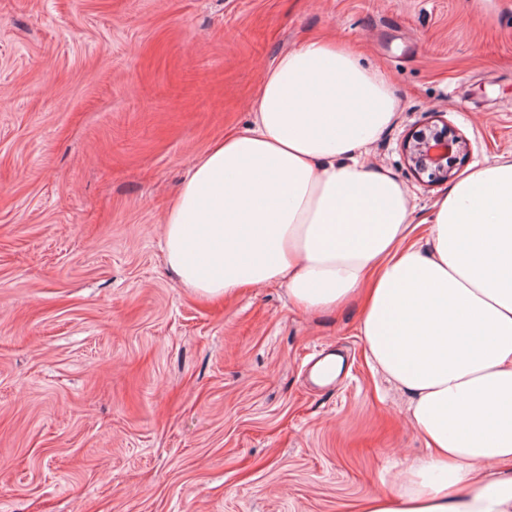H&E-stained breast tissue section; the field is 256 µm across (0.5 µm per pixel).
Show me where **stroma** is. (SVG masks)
<instances>
[{"label": "stroma", "instance_id": "stroma-1", "mask_svg": "<svg viewBox=\"0 0 512 512\" xmlns=\"http://www.w3.org/2000/svg\"><path fill=\"white\" fill-rule=\"evenodd\" d=\"M316 37L397 88L368 163L405 185L414 240L448 185L413 174L408 135L464 137L462 173L512 160V0H0V512H357L425 456L359 304L205 300L162 249L198 157Z\"/></svg>", "mask_w": 512, "mask_h": 512}]
</instances>
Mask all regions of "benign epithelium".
<instances>
[{
    "label": "benign epithelium",
    "instance_id": "1",
    "mask_svg": "<svg viewBox=\"0 0 512 512\" xmlns=\"http://www.w3.org/2000/svg\"><path fill=\"white\" fill-rule=\"evenodd\" d=\"M467 141L451 135L448 129L428 125L415 131L403 144L410 169L417 175L428 176L431 181L444 182L457 175L453 159L467 153Z\"/></svg>",
    "mask_w": 512,
    "mask_h": 512
}]
</instances>
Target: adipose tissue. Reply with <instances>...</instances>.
Instances as JSON below:
<instances>
[{"instance_id":"obj_1","label":"adipose tissue","mask_w":512,"mask_h":512,"mask_svg":"<svg viewBox=\"0 0 512 512\" xmlns=\"http://www.w3.org/2000/svg\"><path fill=\"white\" fill-rule=\"evenodd\" d=\"M250 110L165 213L178 281L209 300L280 284L305 312L361 300L367 351L430 455L360 512H512V161L454 181L420 245L402 183L364 162L398 110L382 70L311 39L265 69Z\"/></svg>"}]
</instances>
